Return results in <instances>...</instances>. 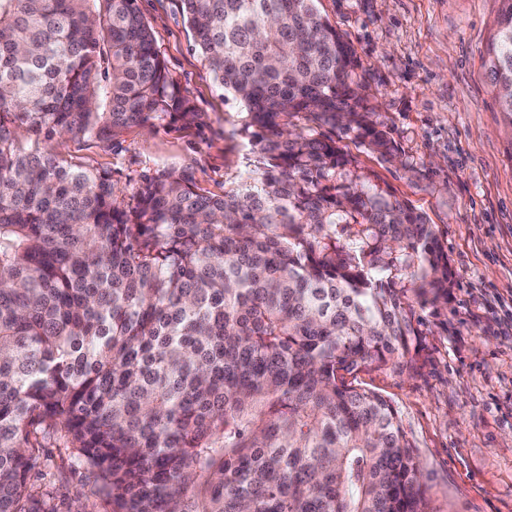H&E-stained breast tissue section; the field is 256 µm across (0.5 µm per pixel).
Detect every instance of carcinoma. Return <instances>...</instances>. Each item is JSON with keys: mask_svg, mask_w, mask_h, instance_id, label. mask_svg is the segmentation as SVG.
<instances>
[{"mask_svg": "<svg viewBox=\"0 0 512 512\" xmlns=\"http://www.w3.org/2000/svg\"><path fill=\"white\" fill-rule=\"evenodd\" d=\"M136 2L0 0V512H60L30 484L49 445L100 512H426L397 409L347 377L415 368L417 309L454 272L321 132L394 155L350 42L316 0H181L257 176L217 196L157 171L125 203L52 142L197 116ZM502 2L488 73L512 119Z\"/></svg>", "mask_w": 512, "mask_h": 512, "instance_id": "obj_1", "label": "carcinoma"}]
</instances>
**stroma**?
<instances>
[{"mask_svg":"<svg viewBox=\"0 0 512 512\" xmlns=\"http://www.w3.org/2000/svg\"><path fill=\"white\" fill-rule=\"evenodd\" d=\"M170 73L199 113L191 124L133 127L108 142L63 138L69 162L108 171L133 201L142 175L191 173L212 194L256 169L243 105L215 81L180 0H137ZM345 33L397 157L339 142L435 224L456 274L447 310L421 313L413 371L362 372L390 399L415 445L429 512H512V120L487 78L501 0H316ZM65 502L92 508L93 475L65 449H44Z\"/></svg>","mask_w":512,"mask_h":512,"instance_id":"obj_1","label":"stroma"}]
</instances>
